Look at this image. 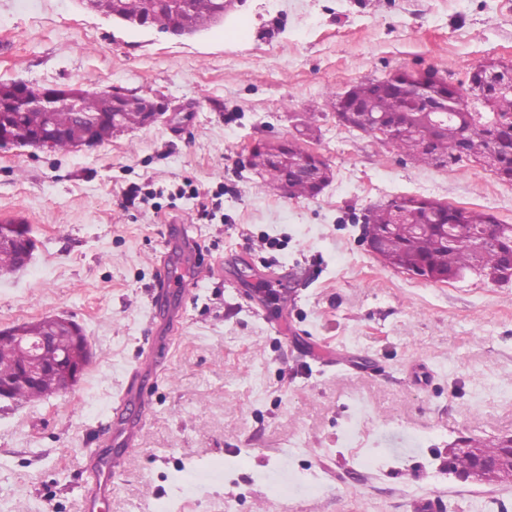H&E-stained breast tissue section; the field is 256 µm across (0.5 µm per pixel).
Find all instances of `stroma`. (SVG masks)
Returning a JSON list of instances; mask_svg holds the SVG:
<instances>
[{
	"instance_id": "obj_1",
	"label": "stroma",
	"mask_w": 512,
	"mask_h": 512,
	"mask_svg": "<svg viewBox=\"0 0 512 512\" xmlns=\"http://www.w3.org/2000/svg\"><path fill=\"white\" fill-rule=\"evenodd\" d=\"M490 59L512 62V0H234L188 38L77 0H0V82L170 107L92 149L0 148V221L36 241L0 277V329L65 316L91 348L73 389L0 400V512H80L86 450L135 414L102 512H414L422 497L512 512V481L446 466L456 440L512 433V281L398 272L362 232L398 196L512 224V183L417 164L333 115L363 79L431 68L464 84ZM293 112L333 171L313 199L259 190L242 161L252 140L288 138ZM154 340L170 349L141 413L121 396Z\"/></svg>"
}]
</instances>
